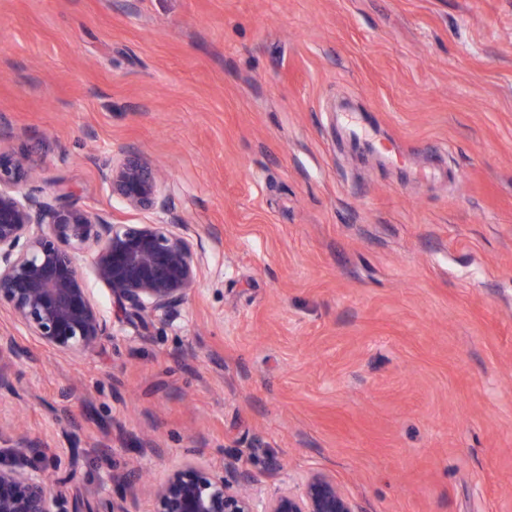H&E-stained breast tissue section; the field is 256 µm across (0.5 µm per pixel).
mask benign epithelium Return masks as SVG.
<instances>
[{"mask_svg": "<svg viewBox=\"0 0 512 512\" xmlns=\"http://www.w3.org/2000/svg\"><path fill=\"white\" fill-rule=\"evenodd\" d=\"M27 162L0 142V314L61 356L89 353L109 336L107 320L86 286V256L109 291L119 319L146 329L187 302L200 283L203 256L184 224H114L98 212L23 188ZM111 196L134 211L156 208L163 182L137 151L101 170ZM26 440L0 449V512H130L124 498L80 493L69 508L53 474L26 462ZM153 512H361L323 471L297 476L271 494L236 459L217 469L187 460L153 484Z\"/></svg>", "mask_w": 512, "mask_h": 512, "instance_id": "7a95c632", "label": "benign epithelium"}]
</instances>
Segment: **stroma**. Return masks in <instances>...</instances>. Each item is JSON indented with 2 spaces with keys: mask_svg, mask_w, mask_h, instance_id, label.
I'll list each match as a JSON object with an SVG mask.
<instances>
[{
  "mask_svg": "<svg viewBox=\"0 0 512 512\" xmlns=\"http://www.w3.org/2000/svg\"><path fill=\"white\" fill-rule=\"evenodd\" d=\"M372 117L401 168L350 153ZM0 140L118 224H186L204 269L147 338L63 357L15 331L0 438L150 512L167 467L234 457L361 512H512V0H0ZM157 164L165 203L99 177ZM347 135L352 147L361 152H370L375 149L369 131L356 115H347ZM101 178L112 198L134 211L154 210L163 182L152 163L137 151H124L104 166Z\"/></svg>",
  "mask_w": 512,
  "mask_h": 512,
  "instance_id": "obj_1",
  "label": "stroma"
}]
</instances>
